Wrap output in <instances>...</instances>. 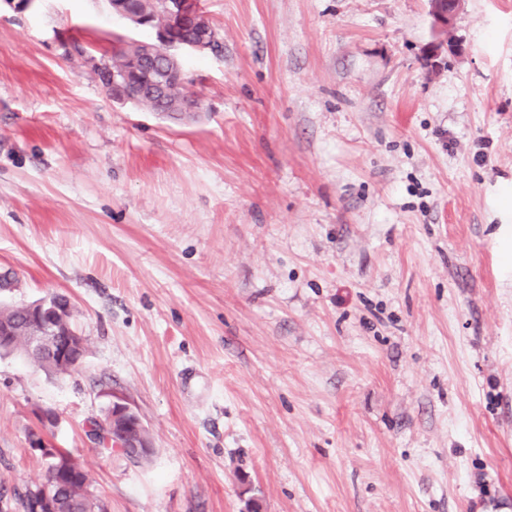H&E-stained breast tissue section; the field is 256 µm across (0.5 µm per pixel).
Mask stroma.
<instances>
[{
  "label": "stroma",
  "instance_id": "1",
  "mask_svg": "<svg viewBox=\"0 0 512 512\" xmlns=\"http://www.w3.org/2000/svg\"><path fill=\"white\" fill-rule=\"evenodd\" d=\"M175 120L87 57L153 30L0 0V305L65 297L88 351L0 354V512L70 452L108 512H512V0H194ZM137 464L93 432L112 394ZM55 424L42 426L45 412ZM438 3L430 9L432 26L440 33H446L453 27L455 16L459 7V0H447ZM112 412H115L117 416H127V422L125 430L122 432V436L125 439L138 438L144 423L140 414L136 413L135 408L122 396L114 394L112 396V410L110 406L104 411V421H107L112 417Z\"/></svg>",
  "mask_w": 512,
  "mask_h": 512
}]
</instances>
